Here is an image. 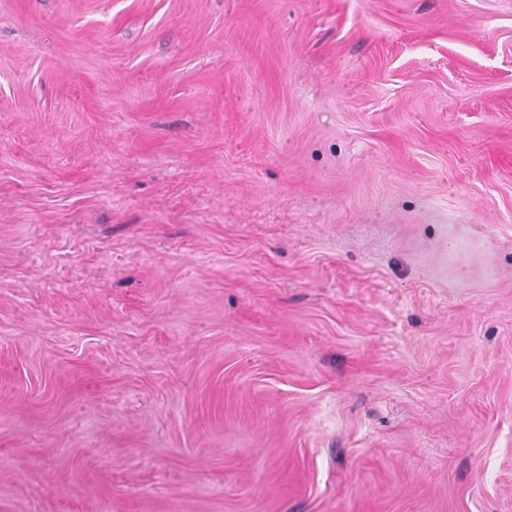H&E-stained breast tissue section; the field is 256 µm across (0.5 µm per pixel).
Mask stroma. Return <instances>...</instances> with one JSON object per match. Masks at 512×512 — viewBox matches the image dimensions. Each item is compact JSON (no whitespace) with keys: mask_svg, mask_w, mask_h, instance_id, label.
Masks as SVG:
<instances>
[{"mask_svg":"<svg viewBox=\"0 0 512 512\" xmlns=\"http://www.w3.org/2000/svg\"><path fill=\"white\" fill-rule=\"evenodd\" d=\"M0 512H512V0H0Z\"/></svg>","mask_w":512,"mask_h":512,"instance_id":"1","label":"stroma"}]
</instances>
